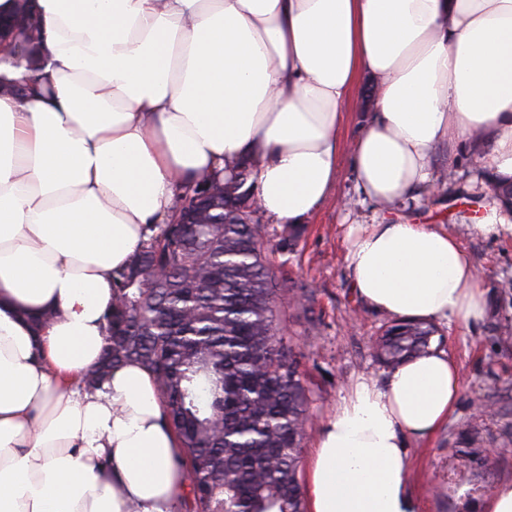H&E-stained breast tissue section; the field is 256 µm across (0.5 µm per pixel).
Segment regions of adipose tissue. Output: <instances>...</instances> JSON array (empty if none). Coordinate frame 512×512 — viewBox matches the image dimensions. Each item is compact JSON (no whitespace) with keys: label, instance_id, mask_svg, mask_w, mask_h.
Returning <instances> with one entry per match:
<instances>
[{"label":"adipose tissue","instance_id":"obj_1","mask_svg":"<svg viewBox=\"0 0 512 512\" xmlns=\"http://www.w3.org/2000/svg\"><path fill=\"white\" fill-rule=\"evenodd\" d=\"M37 3L42 92L0 94V512H178L190 480L153 373L128 363L80 382L113 270L181 187L242 159L273 223L305 219L331 195L364 75L372 118L351 163L370 201L417 199L438 147L473 135L490 180L512 181V0ZM344 262L383 314L485 315L468 255L434 225H351ZM461 391L435 350L356 382L306 462V512H418L407 442Z\"/></svg>","mask_w":512,"mask_h":512}]
</instances>
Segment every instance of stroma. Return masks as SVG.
<instances>
[{"instance_id": "35a3bbf8", "label": "stroma", "mask_w": 512, "mask_h": 512, "mask_svg": "<svg viewBox=\"0 0 512 512\" xmlns=\"http://www.w3.org/2000/svg\"><path fill=\"white\" fill-rule=\"evenodd\" d=\"M371 94L370 79L362 78L359 96L342 117L339 173L329 199L305 218L293 251L270 257L278 281L304 283L314 294L310 311L280 307L311 395L300 455L308 457L321 424L353 383L366 377L381 384L389 374L373 356V341L391 318L368 308L351 285L343 261L350 225L385 216L435 224L471 255L488 306L478 326H437L432 346L456 361L463 387L448 422L429 438L409 442L410 478L421 512H476L495 485L512 481V236L487 238L473 229L495 198L476 165L486 146L473 138L438 151L434 167L445 180L418 200L382 208L362 199L351 153Z\"/></svg>"}]
</instances>
